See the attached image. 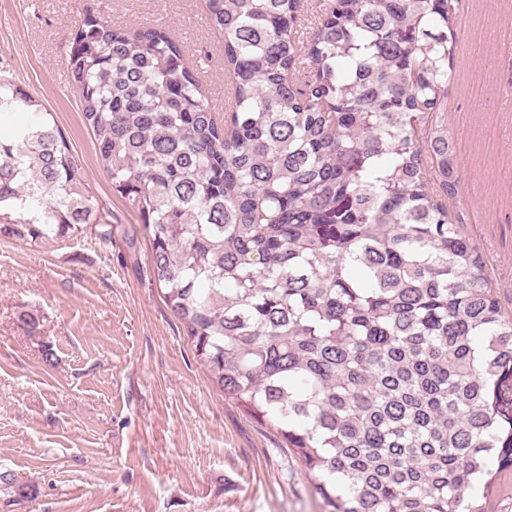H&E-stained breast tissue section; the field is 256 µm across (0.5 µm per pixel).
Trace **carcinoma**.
Returning a JSON list of instances; mask_svg holds the SVG:
<instances>
[{
	"label": "carcinoma",
	"mask_w": 512,
	"mask_h": 512,
	"mask_svg": "<svg viewBox=\"0 0 512 512\" xmlns=\"http://www.w3.org/2000/svg\"><path fill=\"white\" fill-rule=\"evenodd\" d=\"M228 92L188 48L85 13L71 78L112 189L211 384L273 424L325 512H482L512 465V319L434 189L458 192L445 120L448 0H207ZM0 237L98 223L52 114L0 77ZM436 188H431V185Z\"/></svg>",
	"instance_id": "cac0c4a2"
}]
</instances>
